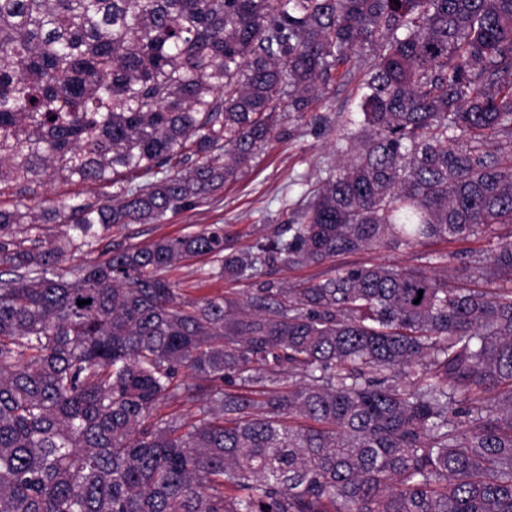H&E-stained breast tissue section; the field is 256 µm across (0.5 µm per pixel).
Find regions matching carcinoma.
Listing matches in <instances>:
<instances>
[{
    "instance_id": "obj_1",
    "label": "carcinoma",
    "mask_w": 512,
    "mask_h": 512,
    "mask_svg": "<svg viewBox=\"0 0 512 512\" xmlns=\"http://www.w3.org/2000/svg\"><path fill=\"white\" fill-rule=\"evenodd\" d=\"M353 81L358 129L274 238L57 272ZM46 179L114 192L0 205V512H512L511 239L463 261L492 291L387 263L246 299L165 277L512 224V0H0V191ZM176 401L199 416L158 413Z\"/></svg>"
}]
</instances>
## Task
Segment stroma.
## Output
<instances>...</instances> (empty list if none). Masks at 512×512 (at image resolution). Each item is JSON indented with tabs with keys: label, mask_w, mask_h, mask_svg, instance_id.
<instances>
[{
	"label": "stroma",
	"mask_w": 512,
	"mask_h": 512,
	"mask_svg": "<svg viewBox=\"0 0 512 512\" xmlns=\"http://www.w3.org/2000/svg\"><path fill=\"white\" fill-rule=\"evenodd\" d=\"M354 86L331 91L318 117L281 116L277 131L255 156L250 167L237 180L200 202L195 208L167 214L158 224H131L113 228L115 243L145 245L162 237L196 232L218 224L223 226L231 251H244L272 236L282 224L296 221V213L315 184L336 164V142L347 116L356 115ZM512 237V224H499L477 238L457 242H437L399 253L363 251L338 257L337 265L360 266L394 263L400 266L428 267L426 252L446 255L448 273L461 278L458 254L484 255L500 239ZM184 296L201 298L231 291L248 296L254 281L224 279L208 259L180 263L168 274Z\"/></svg>",
	"instance_id": "35a3bbf8"
}]
</instances>
